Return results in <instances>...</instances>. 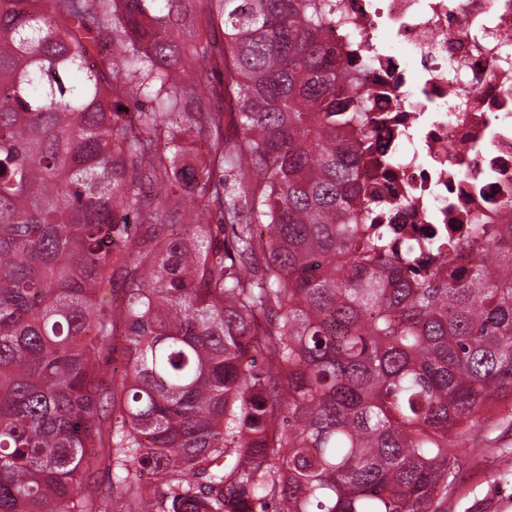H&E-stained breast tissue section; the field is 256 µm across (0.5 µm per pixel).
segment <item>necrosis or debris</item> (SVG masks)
Masks as SVG:
<instances>
[{"instance_id":"1","label":"necrosis or debris","mask_w":512,"mask_h":512,"mask_svg":"<svg viewBox=\"0 0 512 512\" xmlns=\"http://www.w3.org/2000/svg\"><path fill=\"white\" fill-rule=\"evenodd\" d=\"M322 38L371 51L359 72L391 161L365 160L380 185L376 221L407 238L496 224L512 201V0H336Z\"/></svg>"}]
</instances>
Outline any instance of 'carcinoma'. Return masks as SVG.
Here are the masks:
<instances>
[{"label": "carcinoma", "instance_id": "obj_1", "mask_svg": "<svg viewBox=\"0 0 512 512\" xmlns=\"http://www.w3.org/2000/svg\"><path fill=\"white\" fill-rule=\"evenodd\" d=\"M335 13L0 0V512H100L98 464L116 512H442L512 401V222L468 225L466 267L368 223L385 147Z\"/></svg>", "mask_w": 512, "mask_h": 512}]
</instances>
